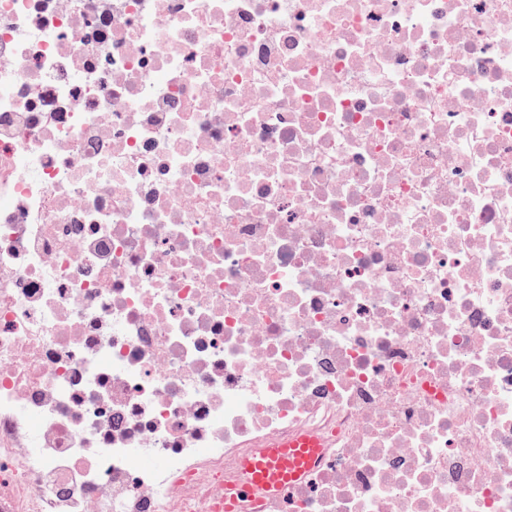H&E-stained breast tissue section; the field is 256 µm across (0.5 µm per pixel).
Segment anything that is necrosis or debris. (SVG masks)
<instances>
[{
	"label": "necrosis or debris",
	"instance_id": "4bbe7bcc",
	"mask_svg": "<svg viewBox=\"0 0 512 512\" xmlns=\"http://www.w3.org/2000/svg\"><path fill=\"white\" fill-rule=\"evenodd\" d=\"M229 499L512 512V0H0V512ZM317 444L311 438L273 440L258 459L245 463V484L240 491L264 490L278 494L300 480L309 468Z\"/></svg>",
	"mask_w": 512,
	"mask_h": 512
}]
</instances>
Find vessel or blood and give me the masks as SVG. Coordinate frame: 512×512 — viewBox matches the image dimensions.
Here are the masks:
<instances>
[{
    "instance_id": "vessel-or-blood-1",
    "label": "vessel or blood",
    "mask_w": 512,
    "mask_h": 512,
    "mask_svg": "<svg viewBox=\"0 0 512 512\" xmlns=\"http://www.w3.org/2000/svg\"><path fill=\"white\" fill-rule=\"evenodd\" d=\"M316 448V442L310 438L272 441L258 459L246 462L245 490L261 489L271 494L283 492L305 475Z\"/></svg>"
}]
</instances>
